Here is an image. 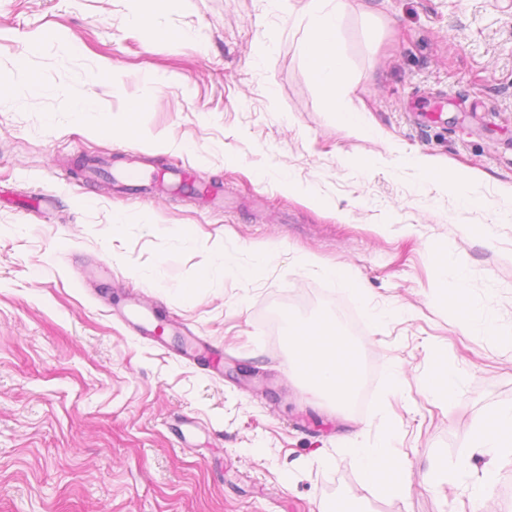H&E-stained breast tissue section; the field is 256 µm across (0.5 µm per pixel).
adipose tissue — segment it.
<instances>
[{"label": "adipose tissue", "instance_id": "obj_1", "mask_svg": "<svg viewBox=\"0 0 512 512\" xmlns=\"http://www.w3.org/2000/svg\"><path fill=\"white\" fill-rule=\"evenodd\" d=\"M348 6V0H308L302 14L307 33L305 56L312 79L337 121L353 135L369 136L375 129L366 116L365 107L348 103L352 87L345 77L344 52L338 38ZM401 161L422 177L447 186L458 195L463 207L476 205V198L469 193L471 171L446 169L414 152L403 154ZM288 342L292 349L291 376L308 384L310 393L346 404L359 383L358 352L337 325L321 321L297 326ZM468 445L498 460L511 459L512 409L487 417L472 433ZM349 454L367 484L387 494L409 495V472L391 454L389 442H381L375 448L357 442Z\"/></svg>", "mask_w": 512, "mask_h": 512}]
</instances>
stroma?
<instances>
[{"label":"stroma","mask_w":512,"mask_h":512,"mask_svg":"<svg viewBox=\"0 0 512 512\" xmlns=\"http://www.w3.org/2000/svg\"><path fill=\"white\" fill-rule=\"evenodd\" d=\"M305 2L182 0L164 18L176 37L145 44L134 0H0V512H477L487 459L467 442L512 407V347L461 328L457 301L512 330V0H350L339 40L371 138L312 80ZM23 69L40 94L11 93ZM84 93L101 109L79 117ZM130 113L148 141L104 133ZM406 151L478 172L485 206L462 209L399 164ZM128 156L224 199L137 198L79 168ZM260 255L262 277L240 279ZM132 291L162 337L117 316ZM343 309L372 371L345 409L288 371L292 327ZM440 362L459 376L447 402L419 385ZM386 437L410 496L365 485L347 453ZM465 457L470 473L423 483L429 460Z\"/></svg>","instance_id":"stroma-1"}]
</instances>
